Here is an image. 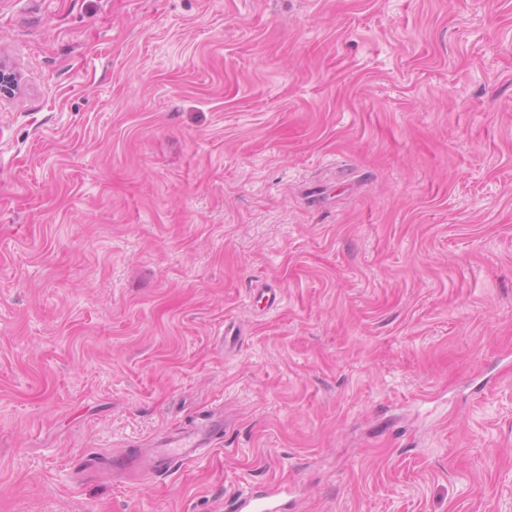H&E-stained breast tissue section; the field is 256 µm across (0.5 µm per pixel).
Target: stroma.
Listing matches in <instances>:
<instances>
[{
    "label": "stroma",
    "instance_id": "35a3bbf8",
    "mask_svg": "<svg viewBox=\"0 0 512 512\" xmlns=\"http://www.w3.org/2000/svg\"><path fill=\"white\" fill-rule=\"evenodd\" d=\"M0 63V512H512V0H0ZM224 432V414L211 411L200 422L177 427L156 436L151 448L144 453L121 451L112 455L109 466L116 474L137 468L148 474L167 471L179 462L191 461L212 446L219 434ZM288 490L283 488H249L240 492L226 510L230 512H288Z\"/></svg>",
    "mask_w": 512,
    "mask_h": 512
}]
</instances>
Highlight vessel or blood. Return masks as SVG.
Returning a JSON list of instances; mask_svg holds the SVG:
<instances>
[{
    "label": "vessel or blood",
    "mask_w": 512,
    "mask_h": 512,
    "mask_svg": "<svg viewBox=\"0 0 512 512\" xmlns=\"http://www.w3.org/2000/svg\"><path fill=\"white\" fill-rule=\"evenodd\" d=\"M223 430V413L212 411L200 422L156 436L146 452L121 451L113 454L109 466L117 474L132 468L159 474L176 463L196 459L203 450L212 446ZM287 495L283 488H250L236 495L228 509L229 512H288L290 503Z\"/></svg>",
    "instance_id": "1"
}]
</instances>
